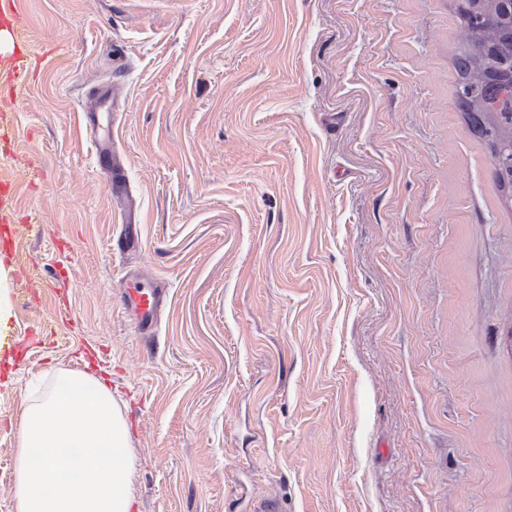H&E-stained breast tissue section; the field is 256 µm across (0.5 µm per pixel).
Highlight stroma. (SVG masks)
I'll list each match as a JSON object with an SVG mask.
<instances>
[{
  "mask_svg": "<svg viewBox=\"0 0 512 512\" xmlns=\"http://www.w3.org/2000/svg\"><path fill=\"white\" fill-rule=\"evenodd\" d=\"M457 4L21 0V88L0 22V512L56 369L106 378L133 512H512V198L455 105ZM129 268L169 292L154 336ZM102 114L104 115L98 116L96 112H86L85 128L90 131L98 157L112 164L111 193L113 194L123 186V169L116 166L112 157V112ZM121 281L120 303L131 316L135 332L139 336L152 334L157 327L160 308L167 299L166 291L138 272L126 273Z\"/></svg>",
  "mask_w": 512,
  "mask_h": 512,
  "instance_id": "1",
  "label": "stroma"
}]
</instances>
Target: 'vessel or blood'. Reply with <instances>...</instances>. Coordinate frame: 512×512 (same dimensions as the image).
<instances>
[{
  "mask_svg": "<svg viewBox=\"0 0 512 512\" xmlns=\"http://www.w3.org/2000/svg\"><path fill=\"white\" fill-rule=\"evenodd\" d=\"M85 127L90 131L98 157L103 161L112 159V115L104 113H86ZM167 294L157 283L136 272L126 273L122 278L120 303L125 312L131 316L136 333L147 336L154 332L157 317L165 304Z\"/></svg>",
  "mask_w": 512,
  "mask_h": 512,
  "instance_id": "1",
  "label": "vessel or blood"
}]
</instances>
